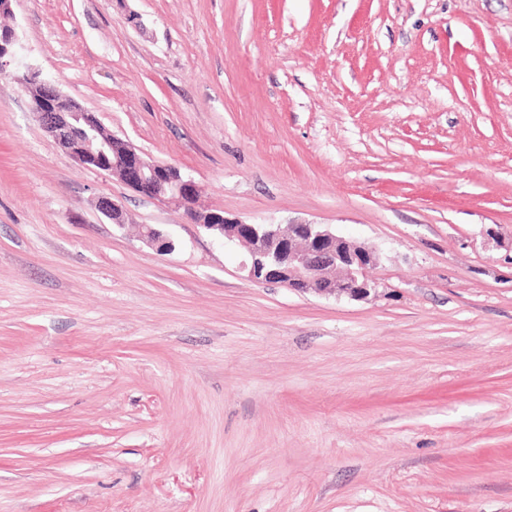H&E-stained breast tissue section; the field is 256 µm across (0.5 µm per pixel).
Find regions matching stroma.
<instances>
[{
  "mask_svg": "<svg viewBox=\"0 0 512 512\" xmlns=\"http://www.w3.org/2000/svg\"><path fill=\"white\" fill-rule=\"evenodd\" d=\"M7 23L0 512H512V0H16ZM30 68L202 208L372 247L376 291L250 282L244 245L75 164Z\"/></svg>",
  "mask_w": 512,
  "mask_h": 512,
  "instance_id": "stroma-1",
  "label": "stroma"
}]
</instances>
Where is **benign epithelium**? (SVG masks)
<instances>
[{
    "instance_id": "7a95c632",
    "label": "benign epithelium",
    "mask_w": 512,
    "mask_h": 512,
    "mask_svg": "<svg viewBox=\"0 0 512 512\" xmlns=\"http://www.w3.org/2000/svg\"><path fill=\"white\" fill-rule=\"evenodd\" d=\"M17 41L13 29L0 35L3 74L14 57ZM20 87L43 129L76 163L99 173L116 174L140 195L175 205L183 210L187 222L212 232L222 244L246 242L244 267L250 280L278 283L300 293L356 300L367 298L377 287L368 276V270L379 262L375 251L336 235L325 224H249L229 220L222 212H200L196 184L178 167L155 162L126 143L121 151H113L112 143L117 138L105 140L95 135L100 125L97 115L37 72H28L20 80ZM96 207L113 224L126 223L125 211L110 198H100ZM142 239L160 252L173 248L164 233L150 225L143 226Z\"/></svg>"
}]
</instances>
